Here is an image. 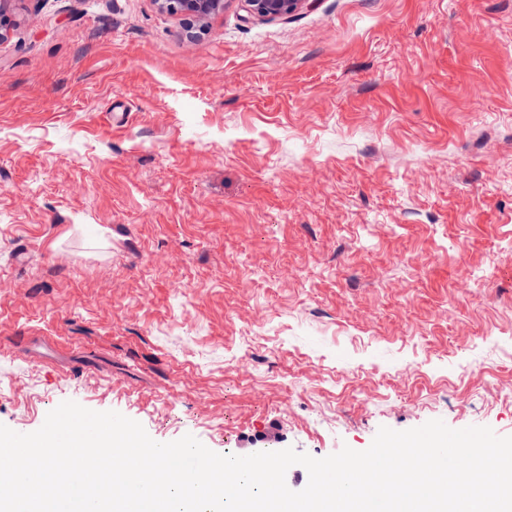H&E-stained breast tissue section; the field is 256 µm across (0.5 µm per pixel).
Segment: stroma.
Masks as SVG:
<instances>
[{"mask_svg": "<svg viewBox=\"0 0 512 512\" xmlns=\"http://www.w3.org/2000/svg\"><path fill=\"white\" fill-rule=\"evenodd\" d=\"M0 424L219 454L512 436V0H12ZM167 12L204 21L223 12V0H157ZM246 12L264 19L285 18L297 11L306 0H242Z\"/></svg>", "mask_w": 512, "mask_h": 512, "instance_id": "1", "label": "stroma"}]
</instances>
